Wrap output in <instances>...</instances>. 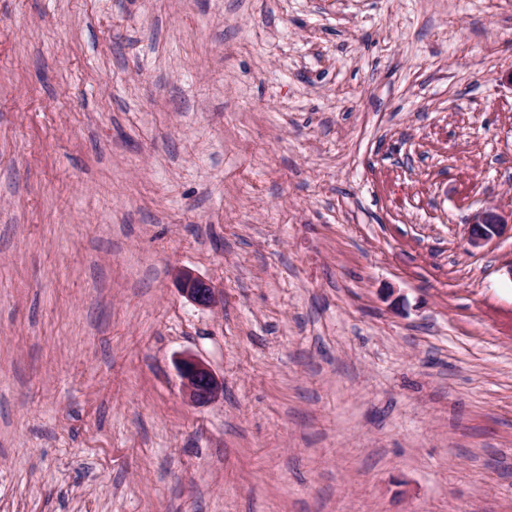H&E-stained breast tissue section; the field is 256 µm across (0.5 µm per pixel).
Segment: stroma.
<instances>
[{
  "mask_svg": "<svg viewBox=\"0 0 512 512\" xmlns=\"http://www.w3.org/2000/svg\"><path fill=\"white\" fill-rule=\"evenodd\" d=\"M511 71L512 0H0V512H512ZM512 206L507 212L501 206H486L472 214L468 223V237L478 247L500 235L510 224L512 231ZM180 292L192 303L210 307L215 303V289L212 284L191 271H184L178 277ZM179 375L188 399L195 404H206L222 390V384L202 362L194 359L180 361Z\"/></svg>",
  "mask_w": 512,
  "mask_h": 512,
  "instance_id": "1",
  "label": "stroma"
}]
</instances>
